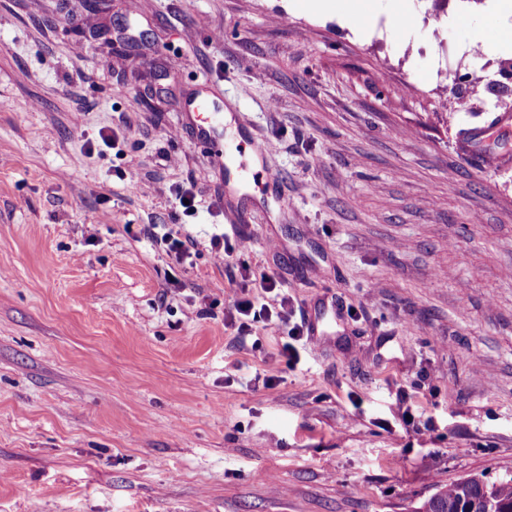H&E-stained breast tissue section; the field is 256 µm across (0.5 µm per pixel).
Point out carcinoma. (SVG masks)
I'll list each match as a JSON object with an SVG mask.
<instances>
[{"label":"carcinoma","mask_w":512,"mask_h":512,"mask_svg":"<svg viewBox=\"0 0 512 512\" xmlns=\"http://www.w3.org/2000/svg\"><path fill=\"white\" fill-rule=\"evenodd\" d=\"M414 512H512V478L486 482L468 477L442 486Z\"/></svg>","instance_id":"carcinoma-1"}]
</instances>
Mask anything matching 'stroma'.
Returning a JSON list of instances; mask_svg holds the SVG:
<instances>
[{
  "label": "stroma",
  "instance_id": "obj_1",
  "mask_svg": "<svg viewBox=\"0 0 512 512\" xmlns=\"http://www.w3.org/2000/svg\"><path fill=\"white\" fill-rule=\"evenodd\" d=\"M494 6L0 0V512H413L512 476ZM245 137L277 142L268 183L239 175ZM222 232L248 250L215 257ZM265 274L318 319L293 367L287 327L226 321L271 303Z\"/></svg>",
  "mask_w": 512,
  "mask_h": 512
}]
</instances>
